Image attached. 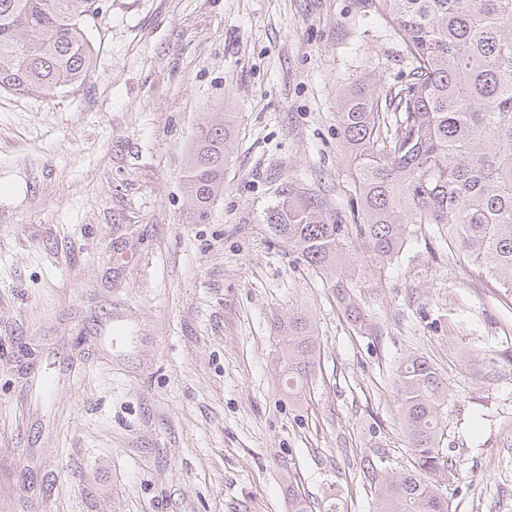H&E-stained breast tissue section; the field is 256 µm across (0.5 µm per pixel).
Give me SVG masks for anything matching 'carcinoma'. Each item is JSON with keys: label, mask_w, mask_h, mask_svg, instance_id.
Here are the masks:
<instances>
[{"label": "carcinoma", "mask_w": 512, "mask_h": 512, "mask_svg": "<svg viewBox=\"0 0 512 512\" xmlns=\"http://www.w3.org/2000/svg\"><path fill=\"white\" fill-rule=\"evenodd\" d=\"M409 59L408 79L380 91L369 77L337 99V117L360 221L337 224L318 197L286 186L266 213L269 231L333 288L347 320L364 314L347 285L343 242L361 241L373 260L398 256L416 227L441 228L459 255L512 295V0H372ZM102 0H0V92L45 95L89 78L88 21ZM233 136L209 112L186 154L193 218L207 219L224 195ZM277 382L291 402L305 397L320 365L310 312L275 319ZM399 423L414 464L398 475L362 469L373 512H448L440 451L448 385L427 361L398 369ZM289 512H313L296 476L283 471Z\"/></svg>", "instance_id": "carcinoma-1"}]
</instances>
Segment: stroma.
Segmentation results:
<instances>
[{"instance_id":"1","label":"stroma","mask_w":512,"mask_h":512,"mask_svg":"<svg viewBox=\"0 0 512 512\" xmlns=\"http://www.w3.org/2000/svg\"><path fill=\"white\" fill-rule=\"evenodd\" d=\"M78 89L0 92V512H373L365 457L413 464L395 379L448 384V512H512V296L423 227L388 264L343 255L363 328L264 221L313 192L356 223L336 99L409 65L370 0H102ZM223 111L224 195L191 218L188 147ZM310 310L306 402L273 320ZM121 343L101 341L106 328ZM285 494L288 496L289 512H313L309 500L302 495L296 476L288 469L281 475Z\"/></svg>"}]
</instances>
